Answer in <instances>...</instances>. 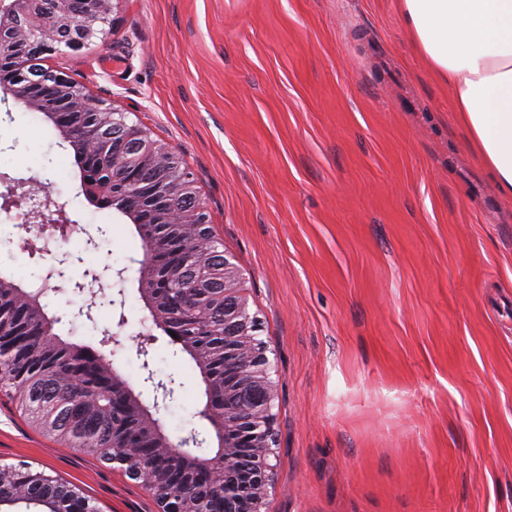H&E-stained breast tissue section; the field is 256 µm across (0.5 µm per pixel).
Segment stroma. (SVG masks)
<instances>
[{
  "mask_svg": "<svg viewBox=\"0 0 512 512\" xmlns=\"http://www.w3.org/2000/svg\"><path fill=\"white\" fill-rule=\"evenodd\" d=\"M105 40L45 58L172 148L239 269L277 385L265 512H512V197L502 195L406 30L400 0H114ZM73 151L0 91V195L44 186L67 243L0 251L27 283L67 259L54 333L99 346L166 433L216 439L198 369L138 292L144 244L88 201ZM96 246H87L88 236ZM114 272L74 290L101 263ZM90 318L70 319L78 308ZM0 462L98 512H159L119 465L47 438L0 391Z\"/></svg>",
  "mask_w": 512,
  "mask_h": 512,
  "instance_id": "35a3bbf8",
  "label": "stroma"
}]
</instances>
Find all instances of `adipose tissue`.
Wrapping results in <instances>:
<instances>
[{
  "label": "adipose tissue",
  "mask_w": 512,
  "mask_h": 512,
  "mask_svg": "<svg viewBox=\"0 0 512 512\" xmlns=\"http://www.w3.org/2000/svg\"><path fill=\"white\" fill-rule=\"evenodd\" d=\"M419 53L501 194L512 196V0H401Z\"/></svg>",
  "instance_id": "ef3b65f1"
}]
</instances>
